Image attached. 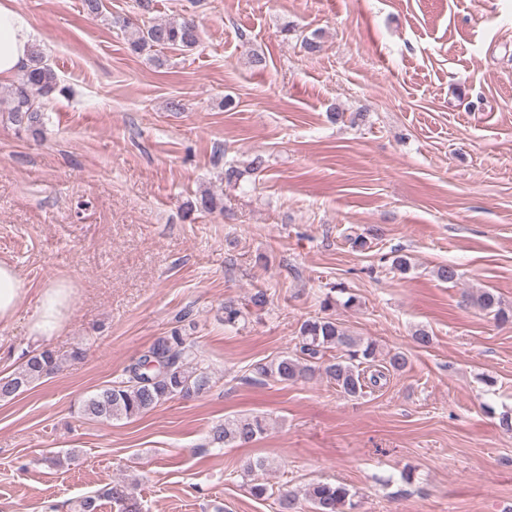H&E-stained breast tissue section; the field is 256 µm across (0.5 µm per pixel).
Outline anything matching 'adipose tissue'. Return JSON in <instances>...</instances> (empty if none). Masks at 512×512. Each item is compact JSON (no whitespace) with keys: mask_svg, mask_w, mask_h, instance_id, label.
<instances>
[{"mask_svg":"<svg viewBox=\"0 0 512 512\" xmlns=\"http://www.w3.org/2000/svg\"><path fill=\"white\" fill-rule=\"evenodd\" d=\"M34 29L30 20L13 6V0H0V85L10 84L27 66ZM30 285L12 263L0 260V326L14 320L21 299ZM73 290L63 279L41 289L29 332L39 339L60 335L72 315Z\"/></svg>","mask_w":512,"mask_h":512,"instance_id":"1","label":"adipose tissue"}]
</instances>
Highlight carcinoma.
<instances>
[{
    "label": "carcinoma",
    "mask_w": 512,
    "mask_h": 512,
    "mask_svg": "<svg viewBox=\"0 0 512 512\" xmlns=\"http://www.w3.org/2000/svg\"><path fill=\"white\" fill-rule=\"evenodd\" d=\"M200 32L192 19L181 18L154 22L137 29L132 48L137 53L151 52L156 48L191 50L198 45ZM58 89L55 72L43 62L39 49L31 52L30 64L25 69L19 85L0 95V102L8 104L11 119L33 134L42 125L41 97H47ZM480 308L493 312L500 319L507 315L501 309L499 297L484 290L473 298ZM340 352L329 356L331 350ZM377 343L352 334L335 319L320 317L306 320L300 327L299 351L282 355L270 362L260 363L256 375L280 382L296 381L319 371L333 381L340 391L349 397L363 394L365 382L375 385L382 373L365 378L361 366H373L378 357ZM20 369L0 377V399L11 398L53 374L60 360L53 350L46 348L23 354ZM212 383L211 373L200 366L194 346L182 329L157 337L136 363L126 369L125 377L99 389L82 402L83 415L99 422L140 417L160 404L174 399H187L207 391ZM267 431L262 416L227 419L211 427L208 444L213 447H243L260 438ZM270 462L257 458L250 462L248 470L254 474L249 487L250 494L261 500L272 496L271 488L257 472H264ZM116 512H142L135 496V486L123 481L115 482L107 491ZM312 512H355L354 494L343 484L312 483L304 491Z\"/></svg>",
    "instance_id": "carcinoma-1"
}]
</instances>
